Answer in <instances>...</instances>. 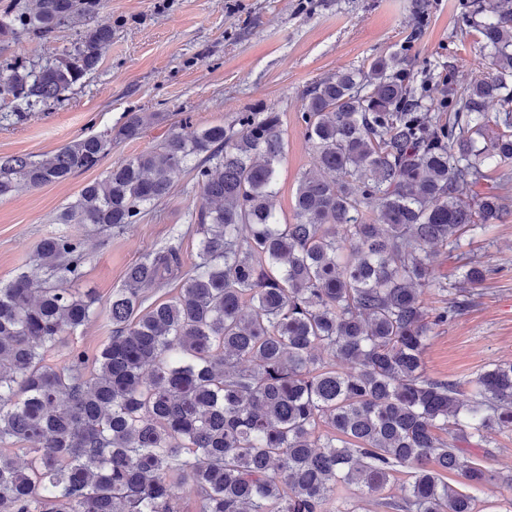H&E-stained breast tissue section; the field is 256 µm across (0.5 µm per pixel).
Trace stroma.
<instances>
[{"instance_id": "35a3bbf8", "label": "stroma", "mask_w": 512, "mask_h": 512, "mask_svg": "<svg viewBox=\"0 0 512 512\" xmlns=\"http://www.w3.org/2000/svg\"><path fill=\"white\" fill-rule=\"evenodd\" d=\"M470 0H100L85 25H65L51 38L20 34L0 45V73L7 65L40 67L73 48L84 29L112 30L98 68L49 107L21 110L0 96V156L52 155L87 135H103L132 112H162L165 122L139 138L113 143L98 168L65 182L21 189L0 199V282L25 272L40 276L34 255L51 234L81 242L85 275L99 313L67 336L51 355L69 348L95 354L110 334L105 308L127 267L147 251L180 244L184 266L197 259L194 218L202 195L193 172L179 174L167 197L138 224L102 231L90 224H59L55 217L103 171L151 150L175 126L185 133L212 125L236 126L241 113L274 111L281 117L284 152L277 165L274 210L291 222L297 181L315 171L317 157L301 118L305 92L341 70L363 68L376 57L401 53L417 79L437 86L448 76L462 86L475 74V49L462 16ZM474 263L485 270L466 311L435 326L423 353L428 376L467 383L494 362L512 361V218L466 233L460 247L433 250L436 284L423 300L436 312L460 299L459 274ZM480 464L495 474L476 489V512H512V430L493 431Z\"/></svg>"}]
</instances>
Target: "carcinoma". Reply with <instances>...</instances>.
<instances>
[{"label":"carcinoma","mask_w":512,"mask_h":512,"mask_svg":"<svg viewBox=\"0 0 512 512\" xmlns=\"http://www.w3.org/2000/svg\"><path fill=\"white\" fill-rule=\"evenodd\" d=\"M471 0L465 25L479 75L433 97L396 53L314 83L302 120L323 175L303 174L294 221L271 205L283 152L277 112H245L240 130H171L153 150L87 183L59 224L108 231L138 223L194 172L197 261L151 250L112 290V334L93 359L73 349L46 362L85 326L97 299L72 287L81 244L44 238L35 262L0 284V512H340L336 491L381 492L397 474L395 512H474L472 488L495 479L456 443L512 428V363L470 390L430 377L423 352L431 250L470 227L512 215V198L482 186L512 181V8ZM99 0H36L7 8L0 43L49 38L95 13ZM112 28L89 27L72 50L35 70L16 63L0 95L27 107L64 100L95 71ZM163 120L133 112L112 133L75 139L45 159L0 156V198L18 182L62 183L98 167L112 141ZM379 202L378 220L366 210ZM172 286L163 301L148 290ZM351 366L336 371V362ZM325 431H319V426ZM30 444L20 466L13 447Z\"/></svg>","instance_id":"1"}]
</instances>
